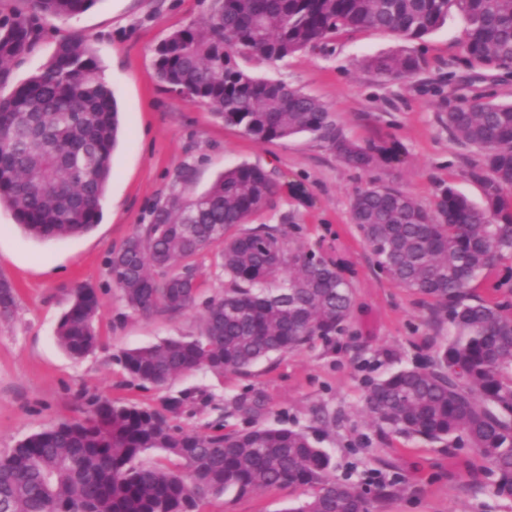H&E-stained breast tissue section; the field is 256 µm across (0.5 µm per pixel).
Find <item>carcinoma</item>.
I'll use <instances>...</instances> for the list:
<instances>
[{"label": "carcinoma", "instance_id": "obj_1", "mask_svg": "<svg viewBox=\"0 0 512 512\" xmlns=\"http://www.w3.org/2000/svg\"><path fill=\"white\" fill-rule=\"evenodd\" d=\"M97 0H30V13L0 22V74L24 55L47 18H69ZM457 12L470 63L512 67V0H212L202 26L171 33L156 48L158 80L188 95L259 143L309 133L347 166L361 171L396 160L401 146L348 137L317 97L252 76L235 62L238 49L267 61L357 30L388 31L422 41ZM425 59L399 48L363 60L376 78L410 76ZM448 134L478 151L465 176L478 184L477 205L439 183L424 205L385 182L353 198L350 220L382 275L425 304L430 320L453 335L431 359L374 382L364 397L380 435L473 449L512 498V313L502 300L512 276V103L466 102L439 115ZM119 118L98 57L82 40L58 45L51 59L11 94L0 95V206L39 239L64 238L98 223L111 175ZM178 187L111 251L109 274L129 310L176 315L196 306L197 258L213 253L224 272L220 297L205 302L199 333L123 352L119 361L144 384L205 369L246 373L272 354L299 350L342 334L355 309L353 282L319 251L286 244L279 225L244 224L277 192L265 168L241 163L203 192ZM57 328L73 357L99 343L96 289L79 286ZM16 308L13 283L0 276V319ZM165 410L81 397L83 416L20 440L0 455V512H203L211 497L263 487H311L310 499L289 512H371L367 492L331 475L317 446L324 428L253 426L197 434ZM148 450L169 466L139 462Z\"/></svg>", "mask_w": 512, "mask_h": 512}]
</instances>
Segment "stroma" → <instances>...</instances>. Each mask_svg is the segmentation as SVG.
Here are the masks:
<instances>
[{
  "label": "stroma",
  "mask_w": 512,
  "mask_h": 512,
  "mask_svg": "<svg viewBox=\"0 0 512 512\" xmlns=\"http://www.w3.org/2000/svg\"><path fill=\"white\" fill-rule=\"evenodd\" d=\"M210 0H97L88 11L42 22L30 50L0 73V93L9 94L76 36L88 37L101 61L122 116L123 135L112 158L100 217L79 236L28 237L13 211L0 206V275L17 292L12 319L0 320V454L33 433L82 415L79 396L88 392L154 409L187 391L196 400L178 416L184 429L214 426L245 429L253 424L305 427L319 410L336 416L321 446L337 479L360 488L394 484L395 496L375 502L374 512H512V500L495 496L486 464L467 448H445L399 436L380 438L363 409L368 385L404 367L425 363L448 339V327H432L413 295L377 270L350 222L356 192L375 179L398 184L422 203L437 182L453 184L475 203L480 187L463 172L474 149L449 137L440 113L474 99L512 101V68L471 66L463 50L460 15L409 50L426 66L407 78L378 79L363 70V58L400 47L388 32L359 31L274 63L255 58L239 64L321 99L337 125L363 141H398L399 162L373 172L342 164L311 134L257 143L207 110L169 91L155 76L154 49L172 31L202 23ZM247 162L273 172L277 194L254 218L258 224H292L293 243L323 246L346 266L356 289V309L345 333L328 345L272 355L249 373L196 371L162 388L141 386L119 363L128 349L166 338L197 334L201 308L177 315L132 313L112 284L106 266L151 206L164 199L184 167L195 191L219 172ZM97 288L101 313L98 347L76 359L58 343L56 329L71 303V288ZM259 401L258 416L239 402ZM312 493L308 487H269L245 496L229 490L210 499L205 512H287Z\"/></svg>",
  "instance_id": "1"
}]
</instances>
